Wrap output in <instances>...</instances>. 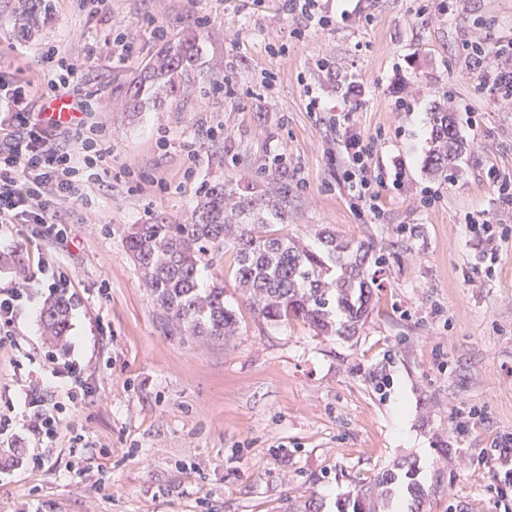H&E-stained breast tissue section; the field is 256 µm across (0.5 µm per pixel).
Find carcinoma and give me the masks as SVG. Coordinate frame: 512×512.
<instances>
[{
  "label": "carcinoma",
  "mask_w": 512,
  "mask_h": 512,
  "mask_svg": "<svg viewBox=\"0 0 512 512\" xmlns=\"http://www.w3.org/2000/svg\"><path fill=\"white\" fill-rule=\"evenodd\" d=\"M54 15L53 0H17L13 25L19 38L41 36ZM208 35L189 19L181 39L161 45L153 58L124 87L126 111L134 117L179 100L209 68ZM429 172L443 180L457 172L462 141L448 110L431 112ZM288 170H271L265 182L230 175L208 182L184 220L159 217L136 224L126 246L146 288L164 317L190 336L210 340L235 335L236 316L224 305V285L199 286L207 258L235 249L234 281L253 312L267 322L301 319L325 336L348 332L369 311L378 268L385 259L352 246L331 229L317 234L319 246L286 231L289 224ZM48 342L61 344L69 328V303L52 299L41 314ZM384 492L360 491L338 503L337 512H382Z\"/></svg>",
  "instance_id": "obj_1"
}]
</instances>
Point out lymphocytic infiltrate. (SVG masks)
Here are the masks:
<instances>
[{"label":"lymphocytic infiltrate","instance_id":"f902f5d3","mask_svg":"<svg viewBox=\"0 0 512 512\" xmlns=\"http://www.w3.org/2000/svg\"><path fill=\"white\" fill-rule=\"evenodd\" d=\"M41 60L42 73L33 79L21 76L10 63L0 62V227L35 226L38 238L56 247L67 244L69 228L54 200L88 204L80 185L101 181L100 170L110 150L103 123L90 119L92 96L79 89V69L49 44L43 47ZM64 95L73 96L84 114L79 122L66 126L45 117L37 107L38 100ZM343 119L342 183L353 199L369 203L371 212H378L373 188L384 177L373 167L372 151L354 130L351 114H344ZM32 282L27 276L0 287V345L13 342L19 308ZM43 361L62 368L70 382L63 404L49 402L34 388L26 393L29 430L39 441L51 442L58 435L59 415L65 406H78L95 389L76 361L50 350Z\"/></svg>","mask_w":512,"mask_h":512}]
</instances>
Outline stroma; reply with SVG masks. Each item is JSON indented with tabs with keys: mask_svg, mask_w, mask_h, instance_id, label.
Masks as SVG:
<instances>
[{
	"mask_svg": "<svg viewBox=\"0 0 512 512\" xmlns=\"http://www.w3.org/2000/svg\"><path fill=\"white\" fill-rule=\"evenodd\" d=\"M14 5L0 0V56L34 77L42 63L13 33ZM320 8L329 26L296 38L284 0H55L43 40L86 75L106 125L109 175L88 207L58 201L69 247H50L27 226L0 234V285L14 278L13 255L34 274L47 261L71 269L67 349L101 394L62 413L44 466L30 469L37 442L24 393L35 386L59 400L67 389L42 361L49 291L38 288L17 317L15 346L0 348V399L12 400L15 424L13 440L0 437V512H336L338 500L404 460L418 471L397 472L396 484H416L423 512H499L497 465L486 454L512 434V236L477 238L465 219L512 226V204L497 191L498 180H512V104L477 80L486 67L512 68L495 53L512 41V0ZM188 16L206 28L219 74L177 105L129 117L120 87L161 41L180 39ZM118 24L121 46L112 42ZM122 50L125 63H114ZM312 95L324 113L308 111ZM438 104L464 143L448 182L425 167ZM348 109L375 161L406 172L401 188L376 186V214L353 207L339 181L343 130L329 117ZM277 155L288 163L290 234L310 242L329 224L385 256L368 317L336 336L294 318L265 322L235 288L228 246L202 279L223 280L237 336L202 343L168 331L128 231L180 218L203 184L228 173L266 179ZM472 408L479 418L456 433L453 416ZM75 431L97 454L71 455Z\"/></svg>",
	"mask_w": 512,
	"mask_h": 512,
	"instance_id": "35a3bbf8",
	"label": "stroma"
}]
</instances>
